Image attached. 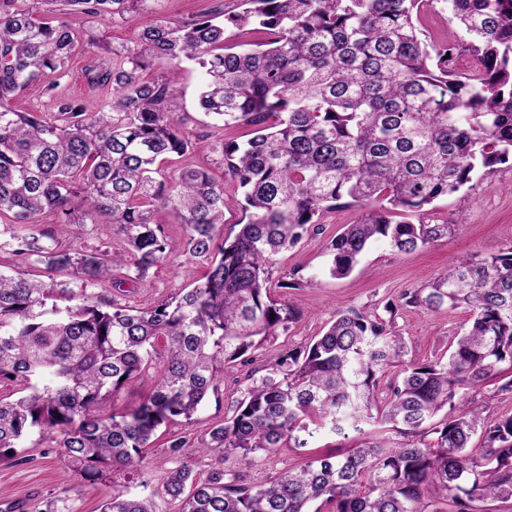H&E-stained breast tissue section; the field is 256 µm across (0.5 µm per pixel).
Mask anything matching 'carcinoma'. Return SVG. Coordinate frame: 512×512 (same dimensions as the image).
<instances>
[{"label":"carcinoma","mask_w":512,"mask_h":512,"mask_svg":"<svg viewBox=\"0 0 512 512\" xmlns=\"http://www.w3.org/2000/svg\"><path fill=\"white\" fill-rule=\"evenodd\" d=\"M41 2L51 17H33L27 0H0V249L46 274L0 272V382L18 393L0 398L1 462L19 461L38 431L60 435L87 486L103 465L140 466L161 426L190 421L222 394L224 367L253 362L299 318L271 298L272 269L325 211H360L325 246L330 275L344 278L373 241L407 253L448 236L454 225L423 220L425 207L512 161V0H441L464 33L448 43L419 27L434 0H240L236 11L158 21L127 62L85 68L90 85L112 87L98 112L56 99L50 120L14 100L33 84L53 90L65 73L78 41L65 15L109 21L141 0ZM229 27L266 38L228 45ZM458 48L476 61L465 74L452 67ZM157 60L168 74L143 79ZM185 62L200 68L206 113L253 127L247 140L222 143L244 197L233 238L224 236V185L204 168L163 173L191 145L173 112ZM168 210L180 215L179 238L162 229ZM45 212L57 215L55 229L40 224ZM78 224L111 225L127 252H70L60 239ZM181 250L207 270L170 299L141 310L103 295ZM60 272L69 279L56 280ZM400 300L463 307L470 320L420 362L392 323L338 312L321 335L252 371L231 416L200 437L202 452L234 455L238 469L198 479L183 467L157 495L177 512H320L318 500L330 512H425L428 491L450 512L512 502V414L491 419L466 399L489 381L512 395V244L463 258ZM159 337L165 365L153 390L107 410L149 367ZM321 431L356 446L312 455L266 486L248 483L257 453L287 441L304 448ZM101 512L156 507L114 491Z\"/></svg>","instance_id":"carcinoma-1"}]
</instances>
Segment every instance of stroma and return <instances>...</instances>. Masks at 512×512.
I'll list each match as a JSON object with an SVG mask.
<instances>
[{"mask_svg":"<svg viewBox=\"0 0 512 512\" xmlns=\"http://www.w3.org/2000/svg\"><path fill=\"white\" fill-rule=\"evenodd\" d=\"M236 4L237 0H146L132 18L116 20L109 26L80 14L69 15L68 20L80 37L97 36L104 44L112 46L114 52L123 55L136 47L143 28L153 20L178 24L218 7L233 11ZM92 62L84 49H76L65 75L57 80L55 95L81 98L88 111L95 112L103 100L111 96L112 90L87 84L84 69ZM199 85V69L193 64H185L179 76L176 113L181 116L193 147L182 158L169 163L167 174L177 176L187 165L210 168L215 179L224 184V231L234 234L242 218V194L224 171L221 145L227 139H248L252 128L246 124L229 128L218 126L198 105ZM358 217L359 212L354 208L326 213L316 234L279 255L272 273L274 288L271 296L295 307L300 318L288 332L270 339L256 351L257 364L272 362L284 349L307 343L337 312L351 308L383 319L391 318L395 329L405 337L413 358L426 361L440 355L449 338L467 326L469 312L463 308L432 312L402 307L398 301L402 293L431 283L460 257H487L512 244V165L498 166L490 179L474 178L472 187L439 201L435 210L430 211L428 219L431 223L455 225V233L448 238L410 253H396L385 242H374L367 247L350 276L333 278L328 273L325 243L339 232L342 225L354 223ZM63 244L74 252L96 247L112 252L125 249L123 239L102 224L74 229L64 238ZM295 270L300 272L302 281L298 287L291 288L287 282ZM204 272V266L189 256L174 253L157 270L139 281L135 291L120 294L119 299L127 306L148 309L172 297ZM391 302L398 305L392 315L386 311ZM164 347V340H157L149 370L114 394L109 402L110 409L122 410L151 391L164 366ZM248 371V366L241 364L226 367L223 394L209 398L192 423L160 429L138 469L107 471L103 480L92 487L67 481L69 463L57 446V434L32 438L21 451L23 463L0 464V512H28L33 503L56 497L67 498L73 512H99L102 503L116 489L143 496L155 495L157 512H175V503L157 495L170 470L185 466L194 476L202 478L218 465L233 468V460L220 462L215 455L200 453L198 440L211 427L223 422L231 401L240 395ZM173 438L184 442L179 451H171L169 447Z\"/></svg>","mask_w":512,"mask_h":512,"instance_id":"obj_1","label":"stroma"}]
</instances>
